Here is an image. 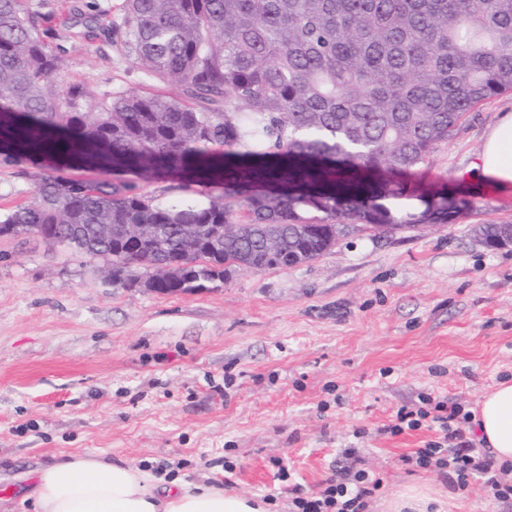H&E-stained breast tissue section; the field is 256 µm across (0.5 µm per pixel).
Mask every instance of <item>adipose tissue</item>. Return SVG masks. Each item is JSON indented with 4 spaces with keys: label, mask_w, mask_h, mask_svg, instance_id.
Instances as JSON below:
<instances>
[{
    "label": "adipose tissue",
    "mask_w": 512,
    "mask_h": 512,
    "mask_svg": "<svg viewBox=\"0 0 512 512\" xmlns=\"http://www.w3.org/2000/svg\"><path fill=\"white\" fill-rule=\"evenodd\" d=\"M468 171L472 180L512 190V111L503 113ZM474 424L497 462H512V379L480 400ZM34 512H267L255 496L187 485L132 464L73 455L41 469L30 494Z\"/></svg>",
    "instance_id": "1"
}]
</instances>
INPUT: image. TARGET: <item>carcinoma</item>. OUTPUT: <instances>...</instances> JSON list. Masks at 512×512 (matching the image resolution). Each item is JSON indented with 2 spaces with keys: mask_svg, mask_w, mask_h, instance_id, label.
<instances>
[{
  "mask_svg": "<svg viewBox=\"0 0 512 512\" xmlns=\"http://www.w3.org/2000/svg\"><path fill=\"white\" fill-rule=\"evenodd\" d=\"M45 20L0 0V165L55 170L0 225H58L110 261L117 288L199 291L309 263L350 233L447 224V195L403 177L478 104L512 92V0H124L108 40L184 98L128 93L86 110ZM72 168L112 177L63 175ZM130 176L218 181L224 198L161 205ZM242 220L243 233H221ZM129 224L157 236L133 244ZM188 226L200 238L189 257ZM511 227L477 231L497 248Z\"/></svg>",
  "mask_w": 512,
  "mask_h": 512,
  "instance_id": "obj_1",
  "label": "carcinoma"
}]
</instances>
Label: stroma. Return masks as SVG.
I'll use <instances>...</instances> for the list:
<instances>
[{
    "label": "stroma",
    "mask_w": 512,
    "mask_h": 512,
    "mask_svg": "<svg viewBox=\"0 0 512 512\" xmlns=\"http://www.w3.org/2000/svg\"><path fill=\"white\" fill-rule=\"evenodd\" d=\"M120 6L44 8L65 36L63 69L85 88L83 107L132 92L181 98L105 32L82 37L93 14L106 25ZM509 111L512 92L486 100L412 174L419 190L447 192L458 209L451 224L353 233L310 263L238 270L204 291L116 288L102 258L34 234L0 239V512H32L26 476L75 453L291 512L293 488L319 491L350 446L384 477L372 512H391L411 486L443 499L446 512H512L481 482L462 491L409 471L402 456L432 432L382 431L422 395L473 412L485 390L512 378V247L474 235L481 224H512V195L464 175ZM37 172L0 166V209L30 200ZM135 184L165 204L224 193L218 182Z\"/></svg>",
    "instance_id": "35a3bbf8"
}]
</instances>
